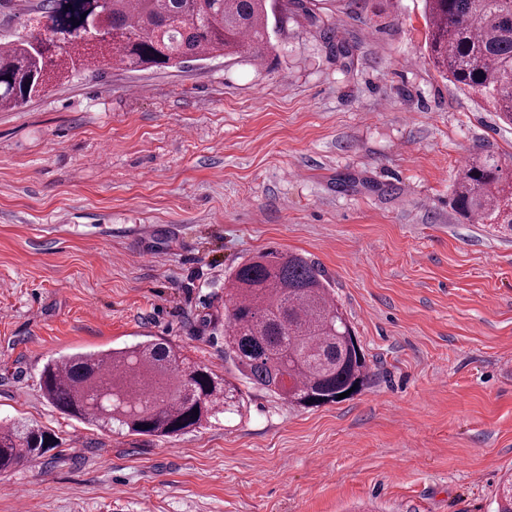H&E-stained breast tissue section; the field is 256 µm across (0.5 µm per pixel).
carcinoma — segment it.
Here are the masks:
<instances>
[{"label": "carcinoma", "instance_id": "carcinoma-1", "mask_svg": "<svg viewBox=\"0 0 512 512\" xmlns=\"http://www.w3.org/2000/svg\"><path fill=\"white\" fill-rule=\"evenodd\" d=\"M38 30L0 39V108L102 61L132 70L218 56L254 60L272 49L267 0H38ZM428 56L456 88L480 94L512 125V0H424ZM115 41L88 45L94 19ZM453 206L477 224L512 235V175L492 152L459 173ZM224 354L247 383L309 409L361 392L370 370L334 299L325 271L297 253L267 251L229 276ZM44 398L61 413L104 431L172 438L238 414L243 391L179 347L147 339L47 361ZM198 413H192L193 409ZM57 437L21 422L0 424V473L44 457Z\"/></svg>", "mask_w": 512, "mask_h": 512}]
</instances>
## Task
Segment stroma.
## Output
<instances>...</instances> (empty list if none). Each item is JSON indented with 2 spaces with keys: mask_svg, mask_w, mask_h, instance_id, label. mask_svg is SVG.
I'll return each mask as SVG.
<instances>
[{
  "mask_svg": "<svg viewBox=\"0 0 512 512\" xmlns=\"http://www.w3.org/2000/svg\"><path fill=\"white\" fill-rule=\"evenodd\" d=\"M266 61L115 65L0 110V421L59 442L0 512H495L512 471V237L452 207L512 127L425 51L423 0H303ZM336 28V56L320 35ZM268 250L326 273L370 367L301 410L176 440L47 403L50 358L163 339L221 377L224 279Z\"/></svg>",
  "mask_w": 512,
  "mask_h": 512,
  "instance_id": "35a3bbf8",
  "label": "stroma"
}]
</instances>
